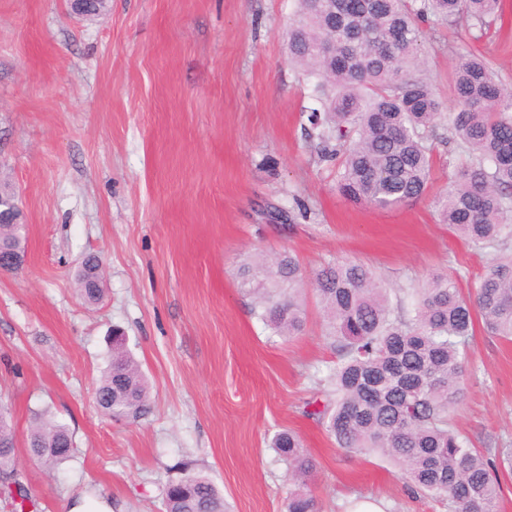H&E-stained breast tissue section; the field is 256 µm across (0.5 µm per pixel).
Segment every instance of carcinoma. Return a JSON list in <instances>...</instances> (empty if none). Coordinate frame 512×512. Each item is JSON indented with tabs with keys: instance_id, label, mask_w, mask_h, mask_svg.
<instances>
[{
	"instance_id": "1",
	"label": "carcinoma",
	"mask_w": 512,
	"mask_h": 512,
	"mask_svg": "<svg viewBox=\"0 0 512 512\" xmlns=\"http://www.w3.org/2000/svg\"><path fill=\"white\" fill-rule=\"evenodd\" d=\"M501 13V0H298L288 48L319 104L308 115L307 135L338 161L336 183L345 199L390 209L425 195L432 167L427 141L441 138L438 130L446 127L470 160L437 197L439 221L478 249L512 241V87L484 59L462 56L451 84L459 111L444 113L420 64L425 18L482 32ZM305 278L289 251L238 269L257 318L285 337L304 331ZM313 291L338 361L319 379L327 399L312 415L337 447L392 459L412 494L432 497L448 512H495L496 463L455 430L452 413L463 394L476 320L489 334L512 340V252L467 296L457 277L433 276L410 302L393 305L391 289L371 268L343 261L322 266ZM97 402L111 419L150 411L147 382L122 344L112 347ZM27 444L50 468L76 450L65 424L40 417ZM272 447L296 486L288 512H319L307 484L315 463L299 437L279 432ZM15 451L14 429L1 412L0 503L9 512H23L26 503L38 512L18 478ZM163 512H226L224 494L186 472L167 483Z\"/></svg>"
}]
</instances>
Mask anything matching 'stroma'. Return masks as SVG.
Instances as JSON below:
<instances>
[{
  "instance_id": "obj_1",
  "label": "stroma",
  "mask_w": 512,
  "mask_h": 512,
  "mask_svg": "<svg viewBox=\"0 0 512 512\" xmlns=\"http://www.w3.org/2000/svg\"><path fill=\"white\" fill-rule=\"evenodd\" d=\"M480 36L423 23L425 72L444 112L459 55L483 54L512 85V0ZM296 0H109L96 16L68 0H0V184L19 192L25 261L0 272V405L16 468L43 512L86 492L112 512H161L191 471L228 512H287L288 429L316 464L322 512H441L412 498L392 460L336 448L310 403L336 364L306 291L302 335L257 320L239 286L246 256L289 251L307 275L328 261L368 265L397 291L435 273L471 290L497 251L438 222L433 200L468 154L431 145L429 188L392 210L347 202L335 162L305 135L310 85L288 54ZM302 208L293 222L278 210ZM102 258L103 299L84 301L82 257ZM122 329L148 383L150 413L115 421L96 403L108 338ZM66 424L79 453L46 471L25 447L35 412ZM478 449L512 448V341L476 330L453 412Z\"/></svg>"
}]
</instances>
